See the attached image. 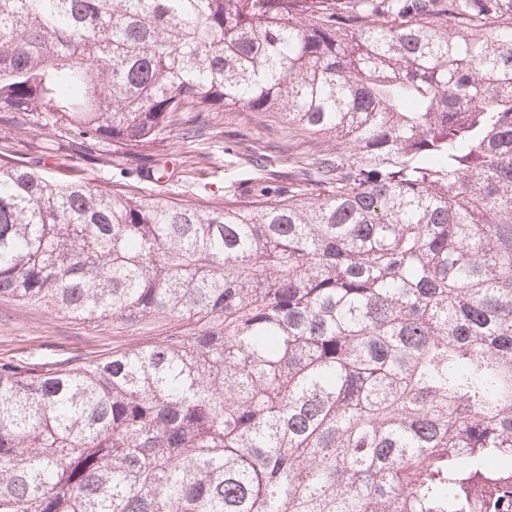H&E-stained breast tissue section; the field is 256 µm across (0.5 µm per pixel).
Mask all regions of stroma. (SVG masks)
Wrapping results in <instances>:
<instances>
[{"instance_id":"stroma-1","label":"stroma","mask_w":512,"mask_h":512,"mask_svg":"<svg viewBox=\"0 0 512 512\" xmlns=\"http://www.w3.org/2000/svg\"><path fill=\"white\" fill-rule=\"evenodd\" d=\"M207 135L184 142L179 155L168 157L172 196L183 203L223 202L231 188L251 185L263 173L288 184L299 170L295 157L332 150L331 140L293 129L277 115L255 112H216ZM0 152L13 161L39 165L56 175L58 161L94 186H110L130 196L154 194L153 183L138 176L133 162L109 159L104 150H75L55 140L47 130L24 131L0 124ZM144 331L98 326L39 309L0 302V359L32 363L84 362L111 355L148 341Z\"/></svg>"}]
</instances>
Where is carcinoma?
<instances>
[{
	"instance_id": "carcinoma-1",
	"label": "carcinoma",
	"mask_w": 512,
	"mask_h": 512,
	"mask_svg": "<svg viewBox=\"0 0 512 512\" xmlns=\"http://www.w3.org/2000/svg\"><path fill=\"white\" fill-rule=\"evenodd\" d=\"M226 107L336 147L222 205L0 163V301L161 332L0 360V512H512V0H0V124L159 183Z\"/></svg>"
}]
</instances>
